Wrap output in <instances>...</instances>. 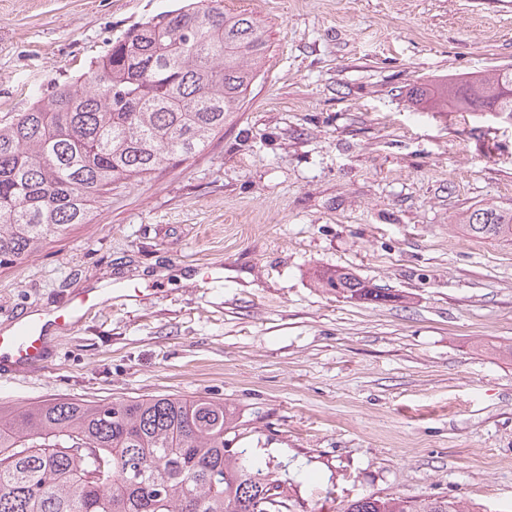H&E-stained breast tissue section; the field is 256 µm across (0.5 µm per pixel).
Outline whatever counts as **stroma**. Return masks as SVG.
Returning <instances> with one entry per match:
<instances>
[{"instance_id": "stroma-1", "label": "stroma", "mask_w": 512, "mask_h": 512, "mask_svg": "<svg viewBox=\"0 0 512 512\" xmlns=\"http://www.w3.org/2000/svg\"><path fill=\"white\" fill-rule=\"evenodd\" d=\"M180 0H0V119ZM267 49L201 152L118 182L93 219L0 268V333L91 288L0 403L219 400L289 512L368 495L512 512V120L416 106L421 83L512 68V0H224ZM340 268L385 289L346 299ZM469 233L480 238L512 237V210L494 207L479 208L464 221ZM317 280L321 288H336V294L350 299L382 300L387 297L375 288H368L364 281L343 269L321 271Z\"/></svg>"}]
</instances>
